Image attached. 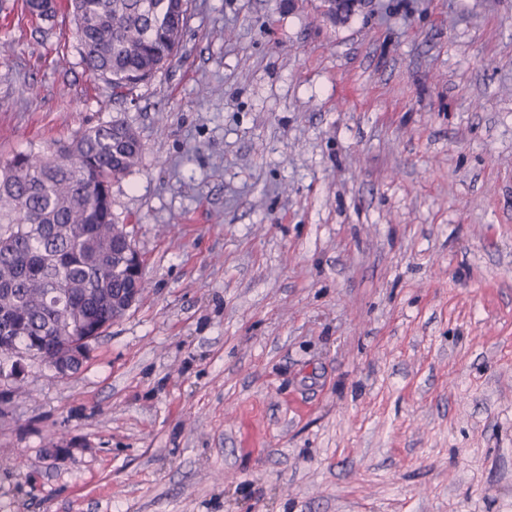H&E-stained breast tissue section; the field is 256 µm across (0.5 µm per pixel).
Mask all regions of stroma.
Wrapping results in <instances>:
<instances>
[{
  "instance_id": "obj_1",
  "label": "stroma",
  "mask_w": 512,
  "mask_h": 512,
  "mask_svg": "<svg viewBox=\"0 0 512 512\" xmlns=\"http://www.w3.org/2000/svg\"><path fill=\"white\" fill-rule=\"evenodd\" d=\"M189 0L120 96L0 0V160L120 119L140 301L0 379V512H512V0ZM322 14L333 23L342 24L359 12L370 8L373 0H323Z\"/></svg>"
}]
</instances>
